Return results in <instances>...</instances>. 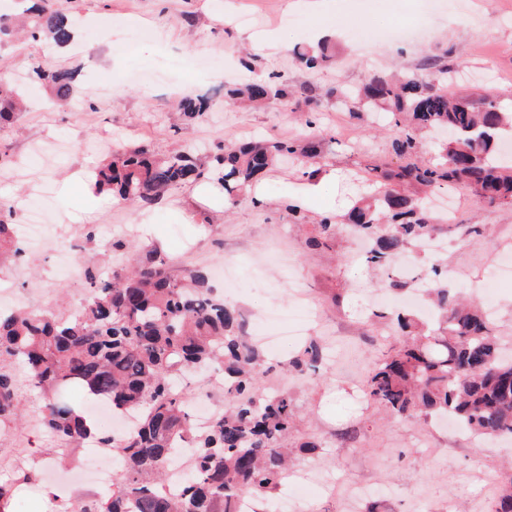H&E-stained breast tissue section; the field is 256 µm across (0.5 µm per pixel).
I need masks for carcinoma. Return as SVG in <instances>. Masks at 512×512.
<instances>
[{
    "mask_svg": "<svg viewBox=\"0 0 512 512\" xmlns=\"http://www.w3.org/2000/svg\"><path fill=\"white\" fill-rule=\"evenodd\" d=\"M29 24L59 45L72 40L54 9L34 14ZM450 73L447 61L428 57L417 71L376 73L356 91L336 87V99L348 105L351 117L374 108L400 128L392 150L401 163L394 169L367 165L376 194L343 218L351 233L370 242L366 261L373 268H394L404 251L435 230L427 203L406 193L410 185L463 182L480 202L512 204V166L496 161L498 143L512 132V113L500 111L492 93L448 95ZM50 79L63 94L75 92L71 72L55 70ZM299 95L308 107L317 103L311 85L295 88L279 74L228 90L230 99L252 104ZM180 107L199 119L206 101L186 97ZM423 129L435 134L431 162L421 156L416 132ZM323 141L316 130L299 139L240 141L223 146L210 169L186 151L159 158L144 147L119 145L97 172L96 187L119 202L150 206L174 186L214 177L224 186V201L233 205L285 155L314 160L307 178L320 175ZM337 224L335 216L322 217L314 225V242L336 238ZM18 253L15 225L0 217V263ZM206 280L196 267L174 278L167 256L152 248L140 251L131 271L116 268L99 276L88 269L90 298L66 317L50 309L0 310V427L19 423L23 394L35 390L46 434L72 450L94 437L119 456L122 471L112 494L77 501V512H235L239 496L263 500L281 486L296 418L293 399L259 393L264 359L243 333L239 311L214 297ZM429 281L433 314L426 320L413 311L397 314L406 340L373 369L363 389L366 398L397 417L450 415L474 437L512 438V355L503 354L494 322L448 289L437 260ZM321 360L322 348L312 340L289 367L306 374ZM213 370L223 373L230 403L198 430L188 397L174 385ZM74 388L119 413H139L134 430L118 439L92 433L95 424L60 398ZM176 437L193 448L196 465L180 494L169 496L163 486ZM29 478L25 472L0 483V512L15 485Z\"/></svg>",
    "mask_w": 512,
    "mask_h": 512,
    "instance_id": "obj_1",
    "label": "carcinoma"
}]
</instances>
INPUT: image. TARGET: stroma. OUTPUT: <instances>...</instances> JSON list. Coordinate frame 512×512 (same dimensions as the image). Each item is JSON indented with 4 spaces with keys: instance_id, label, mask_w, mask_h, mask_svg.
Returning a JSON list of instances; mask_svg holds the SVG:
<instances>
[{
    "instance_id": "35a3bbf8",
    "label": "stroma",
    "mask_w": 512,
    "mask_h": 512,
    "mask_svg": "<svg viewBox=\"0 0 512 512\" xmlns=\"http://www.w3.org/2000/svg\"><path fill=\"white\" fill-rule=\"evenodd\" d=\"M289 0H62L78 33L74 43L59 46L46 38L22 35L0 43V73H22L16 91L25 101L11 122L0 124V151L29 163L27 175L0 182V200L15 211L46 208L44 246L27 248L0 265V278H14L21 303L33 309L71 313L88 294L83 274L63 273L59 250L70 253L80 269L86 258L98 264L133 265L135 249L160 247L181 276L185 261L215 272L222 257L236 260L235 302L250 318L249 335L270 331L269 313L292 310L290 281L300 282L320 315L309 338L324 350L342 353L338 363L322 362L300 375L287 364L300 345L284 342L268 353L269 370L260 381L266 395L292 397L298 441L316 442L314 452L298 455L295 469H312L311 484L343 479L372 487L358 512H493L496 488L507 474L512 445L471 440L463 431L448 433L420 418L398 419L367 402L361 392L371 370L396 338L390 329L368 322L366 307L381 292L347 236L312 247L310 224L324 215L325 203L311 194L304 166L285 162L260 182L257 200L225 208L224 192L213 182L176 187L150 208L126 205L106 194L86 204L95 173L112 146L145 145L169 155L193 151L211 164L223 142L236 139H293L305 134L307 120L329 133L326 169L336 175V215L374 193L361 172L377 161L396 166L391 151L395 127L374 113L350 118L330 91L359 87L373 72L419 67L430 56L446 57L456 71L448 89L478 88L496 93L504 110H512V0H341L336 14L289 10ZM336 31L335 57L313 70L295 61L291 49L316 48V29ZM367 28L371 40L357 44L354 28ZM288 38V51L254 43L270 34ZM251 54L254 77L275 71L290 85L316 87L321 101L303 105L273 103L260 108L232 104L227 82L240 78L239 51ZM208 58L211 69L201 76L172 73L175 57ZM46 65L71 69L83 92L65 107L44 108L54 91L32 68ZM207 98L205 119L187 118L178 108L175 82ZM416 195L434 202H456L454 223L435 220L438 239L447 247L448 285L464 289V271L493 268L512 255V206L477 202L462 185L419 187ZM300 202L304 225L289 219L286 206ZM480 225L479 233L460 235L455 224ZM133 225L131 249L116 251L106 226ZM481 304L494 311L495 332L512 344V280H488ZM24 419L14 433L24 443L34 467L37 496L29 512H56L57 485L49 471L78 465L82 452L63 459L47 454L45 434L32 426L34 410L22 406Z\"/></svg>"
}]
</instances>
